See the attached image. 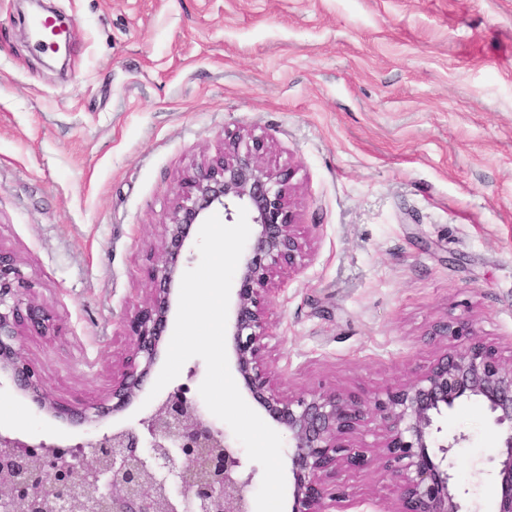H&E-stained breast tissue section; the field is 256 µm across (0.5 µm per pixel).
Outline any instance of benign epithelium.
Listing matches in <instances>:
<instances>
[{"label":"benign epithelium","instance_id":"benign-epithelium-1","mask_svg":"<svg viewBox=\"0 0 512 512\" xmlns=\"http://www.w3.org/2000/svg\"><path fill=\"white\" fill-rule=\"evenodd\" d=\"M268 151L261 138L229 136L172 202L157 257L147 268L149 292L121 323L131 347L112 372L110 406L92 404L79 412L45 391L40 370L19 341L27 332L53 336L56 324L31 296L16 257L0 250V379L61 419L77 416L97 425L126 409L163 346L193 226L217 208L230 220L233 208L243 206L256 230L237 271L226 347L243 388L288 432L290 512H336L343 499L337 474L368 468L376 457L398 483L389 512H465L450 490L452 457L464 436L440 438L436 425L462 399L481 402L489 413L501 456L496 512H512V366L503 365L498 346L483 340L473 321L447 316L430 326L429 335L454 344L415 379L373 398L385 431L369 448L354 440L367 415L358 399L334 388L284 395L273 387L263 339L274 280L297 272L308 252L297 232L292 171L268 167ZM257 474L224 429L200 410L188 382L168 390L136 425L96 430L79 441L0 432V512H253Z\"/></svg>","mask_w":512,"mask_h":512}]
</instances>
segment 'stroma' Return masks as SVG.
<instances>
[{
    "label": "stroma",
    "mask_w": 512,
    "mask_h": 512,
    "mask_svg": "<svg viewBox=\"0 0 512 512\" xmlns=\"http://www.w3.org/2000/svg\"><path fill=\"white\" fill-rule=\"evenodd\" d=\"M42 6L66 51L32 45ZM238 133L292 170L308 243L265 340L281 392L370 402L436 358L449 315L512 359V0H0V249L61 328L22 339L50 396L106 399L167 208ZM441 425L467 512H494L485 407ZM0 429L87 431L6 380ZM338 481L370 512L398 494L378 463Z\"/></svg>",
    "instance_id": "1"
}]
</instances>
